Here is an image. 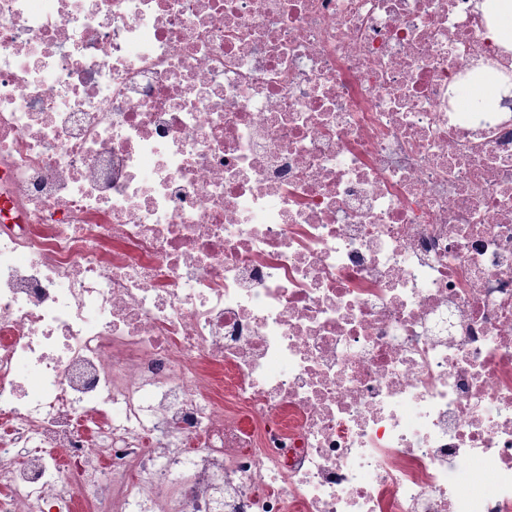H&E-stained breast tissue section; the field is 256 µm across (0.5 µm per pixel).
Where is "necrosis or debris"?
<instances>
[{"label":"necrosis or debris","mask_w":512,"mask_h":512,"mask_svg":"<svg viewBox=\"0 0 512 512\" xmlns=\"http://www.w3.org/2000/svg\"><path fill=\"white\" fill-rule=\"evenodd\" d=\"M487 32L0 0V512H512V98L452 93L512 75ZM509 91L510 86L500 73L486 67L476 68L466 85L455 88L458 111L473 112L480 105L487 112H497L502 97Z\"/></svg>","instance_id":"1"}]
</instances>
